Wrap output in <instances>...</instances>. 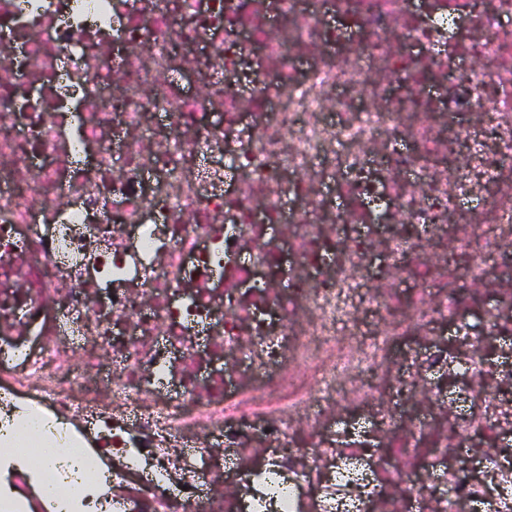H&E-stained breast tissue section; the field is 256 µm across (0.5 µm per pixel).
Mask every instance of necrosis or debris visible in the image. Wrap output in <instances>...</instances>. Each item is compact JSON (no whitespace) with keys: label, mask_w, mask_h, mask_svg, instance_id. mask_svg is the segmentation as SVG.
I'll list each match as a JSON object with an SVG mask.
<instances>
[{"label":"necrosis or debris","mask_w":512,"mask_h":512,"mask_svg":"<svg viewBox=\"0 0 512 512\" xmlns=\"http://www.w3.org/2000/svg\"><path fill=\"white\" fill-rule=\"evenodd\" d=\"M0 512H512V0H0Z\"/></svg>","instance_id":"necrosis-or-debris-1"}]
</instances>
